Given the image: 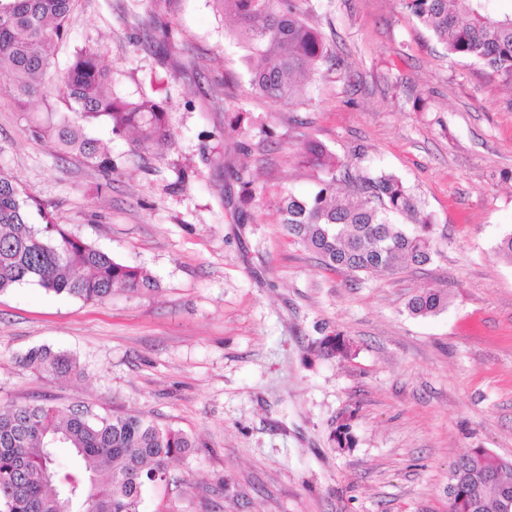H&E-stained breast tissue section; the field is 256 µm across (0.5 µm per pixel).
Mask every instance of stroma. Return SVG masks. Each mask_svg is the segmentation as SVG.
<instances>
[{
    "label": "stroma",
    "instance_id": "obj_1",
    "mask_svg": "<svg viewBox=\"0 0 512 512\" xmlns=\"http://www.w3.org/2000/svg\"><path fill=\"white\" fill-rule=\"evenodd\" d=\"M332 60L298 105L251 92L236 22L219 0H78L53 48L57 73L97 49L118 96L164 102L159 152L102 121L104 176L38 128L67 115L55 78L26 109L0 77V168L55 223L154 288L104 303L32 285L0 294V403L76 401L138 412L195 449L146 512H448V468L484 448L512 461V90L448 58L398 0H295ZM419 193L441 252L426 265L354 276L294 244L274 205L310 192L307 139ZM257 189L240 201L235 172ZM448 306L415 318L419 290ZM355 355L307 362L321 332ZM73 355L83 377L34 374L22 357ZM350 418L355 440L331 431ZM448 306V292L443 288H424L408 302L411 316L426 318Z\"/></svg>",
    "mask_w": 512,
    "mask_h": 512
}]
</instances>
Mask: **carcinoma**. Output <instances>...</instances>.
<instances>
[{
  "label": "carcinoma",
  "mask_w": 512,
  "mask_h": 512,
  "mask_svg": "<svg viewBox=\"0 0 512 512\" xmlns=\"http://www.w3.org/2000/svg\"><path fill=\"white\" fill-rule=\"evenodd\" d=\"M249 49L252 92L277 102L308 101L300 77L318 71L329 51L292 0H221ZM448 57L470 60L512 82V11L499 0H399ZM75 0H0V73L12 80L19 108L38 97L49 78V47L68 34ZM74 114L40 128L64 150L112 175V158L82 123L103 119L112 134H136L135 147L152 151L172 140L167 112L149 99L129 100L109 91L112 70L98 51H76L60 78ZM304 162L319 174L310 195L282 194L279 223L296 244L321 264L352 275L421 266L440 251L433 216L421 196L395 174L360 175L322 144L309 141ZM37 211L42 223L30 222ZM24 284L48 293L103 303L114 292L156 286L143 269L116 261L94 244L52 222L36 196L0 169V294ZM448 306L443 288H424L408 302L411 316L426 318ZM351 342L324 333L312 341L316 359L347 358ZM23 365L38 375L78 377L82 369L68 354L46 347L30 350ZM332 440L353 446L350 424H339ZM71 448L78 465L62 470L55 448ZM195 443L180 430L161 427L137 414L100 417L84 404L61 411L45 403L0 406V512H145L147 489L169 484V463ZM493 470L512 475V461L470 451L448 470L447 492L476 505L473 512H501L508 488L488 478Z\"/></svg>",
  "instance_id": "obj_1"
}]
</instances>
